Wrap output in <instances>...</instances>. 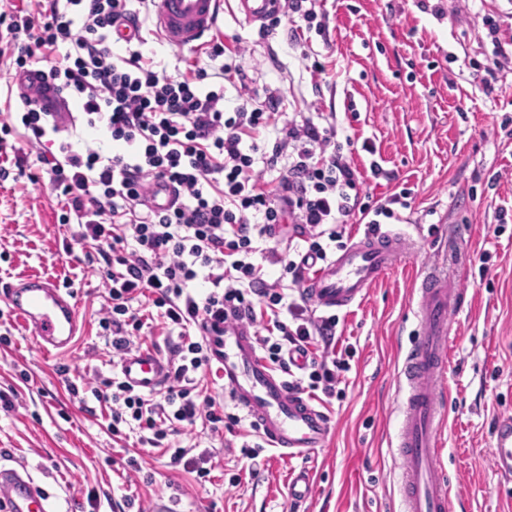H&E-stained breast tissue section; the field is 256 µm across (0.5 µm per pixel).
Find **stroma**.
Returning <instances> with one entry per match:
<instances>
[{
  "instance_id": "stroma-1",
  "label": "stroma",
  "mask_w": 512,
  "mask_h": 512,
  "mask_svg": "<svg viewBox=\"0 0 512 512\" xmlns=\"http://www.w3.org/2000/svg\"><path fill=\"white\" fill-rule=\"evenodd\" d=\"M321 9L327 35L306 32L295 47L287 26L263 34L225 0L219 36L234 70L224 105L233 109L244 86L279 96L284 112H335L352 141L372 140L380 154L387 175L368 179V192L412 190V207L390 224L412 247L361 303L339 314L356 353L342 398L326 407L329 445L305 459L314 491L298 512H398V374L417 325V286L431 269L462 294L448 315V414L439 445L452 512H512V480L496 473L491 455L495 422L512 414V138L500 131L501 123L512 126V62L490 60L487 31L470 24L461 0H322ZM317 63L323 73L314 72ZM41 172L33 159L26 173L14 168L0 178V281H69L84 330L66 354L46 353L0 302V389L18 392L14 410L0 409V465L25 469L52 512H87L98 486L118 503L136 495L146 512L162 497L175 512H291L294 464L275 452L231 485L243 442L236 432L217 441L199 429L181 439L220 448L211 483L172 470L153 448L143 452V478L124 475L122 441L89 413L96 399L79 401L66 387L112 376L98 326L106 271L85 248L66 252L71 232L59 224L61 200ZM64 364L70 375H60Z\"/></svg>"
}]
</instances>
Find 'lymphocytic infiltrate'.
<instances>
[{
  "instance_id": "lymphocytic-infiltrate-1",
  "label": "lymphocytic infiltrate",
  "mask_w": 512,
  "mask_h": 512,
  "mask_svg": "<svg viewBox=\"0 0 512 512\" xmlns=\"http://www.w3.org/2000/svg\"><path fill=\"white\" fill-rule=\"evenodd\" d=\"M39 0L37 13L0 14V49L13 54L14 79L39 71L79 109L81 122L105 129L117 151H82L60 137L57 153L41 150L58 135L49 104L23 96L24 145L8 142L0 129V157L17 169L29 149L63 199L60 220L75 224L77 244H92L108 268V297L99 321L102 337L120 364L149 324L164 336L171 378L164 389L145 394L119 377L91 390L107 412L112 435L129 430L140 445L170 455L207 481L210 450L192 454L173 444L175 436L203 426L212 435L240 424L239 416L204 384L213 366L203 334L204 320L219 324L226 312L253 325L263 355L283 372L290 389L337 396L350 369L352 344L337 335L339 319L319 313L301 287L330 252L343 248L349 222L379 226L410 208L402 188L370 198L366 177L385 174L378 162L361 171L339 140L336 113L278 111L279 97H240L224 109V46L213 41L193 72L157 69L141 47V16L155 0ZM319 0H288L292 35L304 26L326 34ZM272 139L261 147L259 137ZM171 184L175 200L154 204V188ZM280 276L268 280V268ZM294 292H287V285ZM151 299L155 317L140 301ZM307 357L293 369L289 350Z\"/></svg>"
}]
</instances>
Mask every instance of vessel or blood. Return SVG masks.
<instances>
[{
  "label": "vessel or blood",
  "instance_id": "1",
  "mask_svg": "<svg viewBox=\"0 0 512 512\" xmlns=\"http://www.w3.org/2000/svg\"><path fill=\"white\" fill-rule=\"evenodd\" d=\"M252 23L265 22L283 0H236ZM157 26L167 43L197 49L215 32L224 0H156ZM406 246L404 234L390 229L365 234L324 262L305 284L317 309L336 313L360 303ZM0 302L35 336L46 351L69 349L83 326L72 293L53 281L30 276L0 281ZM459 293L446 275L431 273L419 285L417 317L420 332L407 349L399 372L405 393L400 404L396 448L401 459L400 512H450L449 485L442 475L438 438L447 401L440 393L448 361V314ZM211 358L223 381L224 395L250 426L281 457L300 459L327 447L333 430L324 407L303 393L289 390L282 373L262 355L251 327L233 317L224 320L223 335H209ZM170 366L155 348L129 352L120 364L122 380L136 390L163 388ZM494 465L512 474V416L501 417L492 450ZM289 499L300 503L313 490L307 468L293 470ZM0 502L5 512H51L41 488L25 473L0 466Z\"/></svg>",
  "mask_w": 512,
  "mask_h": 512
}]
</instances>
